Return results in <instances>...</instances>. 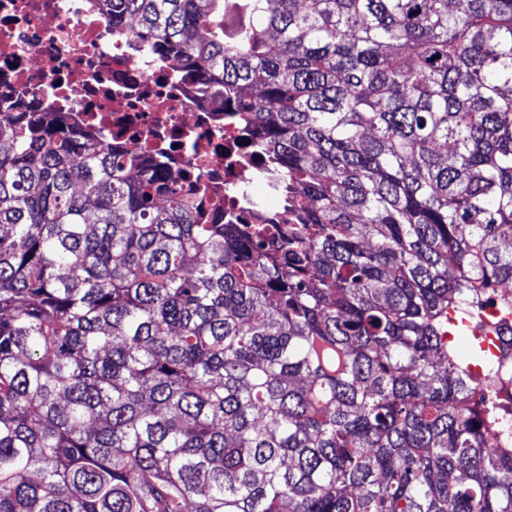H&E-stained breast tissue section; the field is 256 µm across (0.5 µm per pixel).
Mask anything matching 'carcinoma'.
Returning a JSON list of instances; mask_svg holds the SVG:
<instances>
[{"label": "carcinoma", "instance_id": "obj_1", "mask_svg": "<svg viewBox=\"0 0 512 512\" xmlns=\"http://www.w3.org/2000/svg\"><path fill=\"white\" fill-rule=\"evenodd\" d=\"M101 2L280 207L0 126V512H512V0Z\"/></svg>", "mask_w": 512, "mask_h": 512}]
</instances>
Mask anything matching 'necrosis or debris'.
I'll list each match as a JSON object with an SVG mask.
<instances>
[{"instance_id": "obj_1", "label": "necrosis or debris", "mask_w": 512, "mask_h": 512, "mask_svg": "<svg viewBox=\"0 0 512 512\" xmlns=\"http://www.w3.org/2000/svg\"><path fill=\"white\" fill-rule=\"evenodd\" d=\"M202 85L114 30L97 0H0V122L48 113L55 134L92 133L181 172L179 193L208 211L276 207L239 113Z\"/></svg>"}]
</instances>
